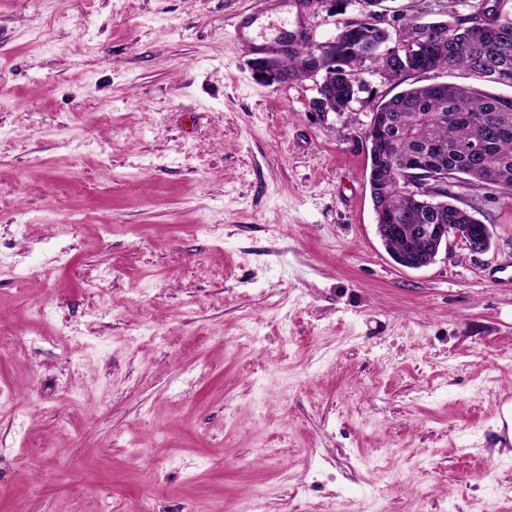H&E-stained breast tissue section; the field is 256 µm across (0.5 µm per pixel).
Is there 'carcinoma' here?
I'll list each match as a JSON object with an SVG mask.
<instances>
[{"mask_svg":"<svg viewBox=\"0 0 512 512\" xmlns=\"http://www.w3.org/2000/svg\"><path fill=\"white\" fill-rule=\"evenodd\" d=\"M360 17L341 23L336 45L321 50L304 44L288 54L284 79L311 77L324 70L317 92L322 108L342 111L361 90L362 71L370 58L369 48L383 46L390 37L372 25L382 0H361ZM501 0H473L471 12L459 15L448 9V19L421 23L404 17L403 33L414 37L411 46L383 63L381 75L389 81L421 71L461 68L482 86L448 83L411 85L374 107L388 121L372 128L376 150L370 153V183L377 211L397 214L400 230L390 235L389 248L401 251L412 244L417 224H478L462 207L456 187L487 198L505 195L512 199V97L489 91L495 82L487 75L496 71L512 80V14L503 12ZM425 157L424 177L448 172V190L440 192L435 207L425 209L394 178L404 161Z\"/></svg>","mask_w":512,"mask_h":512,"instance_id":"1","label":"carcinoma"}]
</instances>
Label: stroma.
<instances>
[{
	"mask_svg": "<svg viewBox=\"0 0 512 512\" xmlns=\"http://www.w3.org/2000/svg\"><path fill=\"white\" fill-rule=\"evenodd\" d=\"M300 2L0 0V512H512V200L396 264Z\"/></svg>",
	"mask_w": 512,
	"mask_h": 512,
	"instance_id": "obj_1",
	"label": "stroma"
}]
</instances>
